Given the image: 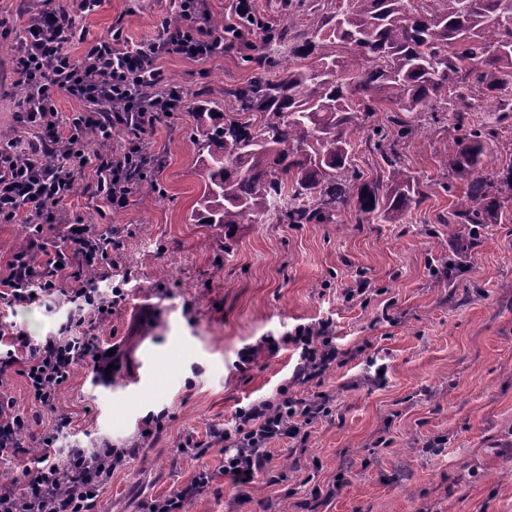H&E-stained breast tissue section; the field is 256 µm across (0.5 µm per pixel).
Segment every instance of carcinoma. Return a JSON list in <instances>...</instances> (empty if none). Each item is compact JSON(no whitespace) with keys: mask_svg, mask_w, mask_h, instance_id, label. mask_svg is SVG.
Segmentation results:
<instances>
[{"mask_svg":"<svg viewBox=\"0 0 512 512\" xmlns=\"http://www.w3.org/2000/svg\"><path fill=\"white\" fill-rule=\"evenodd\" d=\"M293 28L267 31L287 52L276 61L249 57L253 76L234 92L229 111L196 107L192 139L205 186L193 221L227 232L267 217L334 224L353 198L362 215L400 219L416 190L398 154L384 153L392 168L386 185L360 183L350 168L351 134L383 102L393 109L372 128L380 147L415 135L409 114L453 103L454 127L464 134L444 144L441 158L467 191L450 223L482 224L512 200V169L483 174L487 138L469 127L471 94L512 85V0H344L290 37ZM349 54L356 63H345ZM131 134L125 125L112 127L109 138L87 127L83 141L103 157ZM134 192L142 203L163 195L148 172Z\"/></svg>","mask_w":512,"mask_h":512,"instance_id":"1","label":"carcinoma"}]
</instances>
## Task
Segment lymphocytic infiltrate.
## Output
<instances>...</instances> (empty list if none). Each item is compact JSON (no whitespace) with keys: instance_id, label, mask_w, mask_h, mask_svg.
<instances>
[{"instance_id":"f902f5d3","label":"lymphocytic infiltrate","mask_w":512,"mask_h":512,"mask_svg":"<svg viewBox=\"0 0 512 512\" xmlns=\"http://www.w3.org/2000/svg\"><path fill=\"white\" fill-rule=\"evenodd\" d=\"M178 15L179 26L162 23L156 41L131 47L116 30L110 38L95 41L76 64L67 50L73 28L70 14L51 7L48 0L28 11L25 36L10 52L14 83L27 88L33 99L19 109L18 121L36 137L0 138V224L26 222L28 239L0 274L1 305H30L55 296L73 304L89 302L84 272L96 259L111 256L112 233L61 218L60 206L73 192L75 174L87 156L78 130L94 125L107 131L125 124L139 131V138L113 148L97 169V193L111 209L125 208L137 168L158 163L142 131L184 105L182 97L169 90L160 59L166 54L203 59L212 47L230 44L228 32L214 31L200 9L189 8L188 0H178ZM146 84L154 89L147 99L140 93ZM63 94L85 102L86 111L60 118L57 100ZM22 154L28 155V163H19ZM35 253L40 256L36 264L30 260ZM118 361L89 332L71 336L63 331L38 342L24 332L0 328V384L21 374L40 410L49 413L55 412L59 388L77 366L102 373ZM322 410L317 401L297 398L278 404L265 400L239 411L234 427L218 434L224 444L223 465L199 469L190 482L147 503V512H181L184 502L223 478L251 483L271 460L269 444L296 438ZM29 426L13 402L0 397V458L19 460L26 455L22 435ZM43 444L35 471L25 472L20 481H0V512H40L47 501L55 512H95L101 481L94 458L86 456L71 465L57 455L52 437H45Z\"/></svg>"}]
</instances>
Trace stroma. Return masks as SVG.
<instances>
[{
    "label": "stroma",
    "mask_w": 512,
    "mask_h": 512,
    "mask_svg": "<svg viewBox=\"0 0 512 512\" xmlns=\"http://www.w3.org/2000/svg\"><path fill=\"white\" fill-rule=\"evenodd\" d=\"M76 16L81 59L88 42L121 30L129 44L156 38L173 0H55ZM8 30L0 38V134L18 130L10 45L25 25L20 0H0ZM254 31L223 56L170 55L159 65L187 98L144 138L160 160L166 194L145 206L129 199L109 211L87 192L94 165L76 175L65 218L112 215L110 276L125 301L94 334L119 345L122 368L96 379L77 368L64 384L61 417L40 412L24 377L5 394L31 421L24 441L37 448L58 433L57 449L109 443L139 447L137 457L102 484L97 512H144L152 499L219 468L224 455L213 428L233 427L235 413L284 398H323L326 409L305 438L273 443L272 460L253 482L220 481L192 502V512H512V204L483 224H449L466 184L441 162L456 135L447 105L415 117L417 134L400 145L401 168L420 203L396 223L361 220L348 203L333 224L237 225L231 234L194 223L203 190L190 134L194 110L208 99L229 107L251 76L244 56L263 47ZM500 98L475 95L470 123L497 129L500 147L483 168L512 167L502 148L512 117ZM350 166L362 181L387 182L390 169L366 131L352 135ZM68 308L0 306V325L34 340L57 332ZM328 331L342 353L314 377H300L298 329ZM194 443L195 456L178 455Z\"/></svg>",
    "instance_id": "obj_1"
}]
</instances>
